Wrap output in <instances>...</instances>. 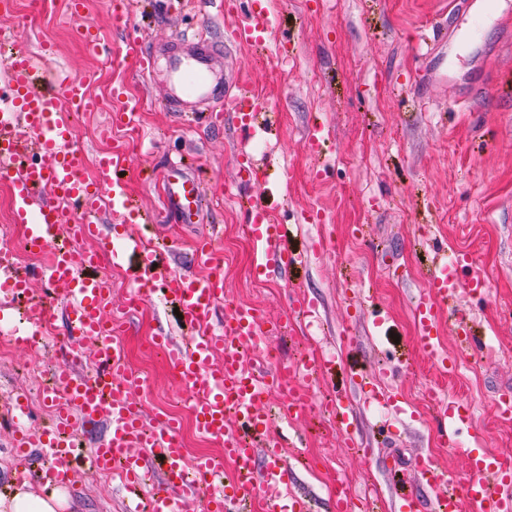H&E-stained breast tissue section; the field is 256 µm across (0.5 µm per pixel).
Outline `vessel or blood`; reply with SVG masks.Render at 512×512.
<instances>
[{"instance_id":"obj_1","label":"vessel or blood","mask_w":512,"mask_h":512,"mask_svg":"<svg viewBox=\"0 0 512 512\" xmlns=\"http://www.w3.org/2000/svg\"><path fill=\"white\" fill-rule=\"evenodd\" d=\"M262 27V13L254 12L250 20L237 26L235 39L242 46L258 43ZM74 33L96 56L111 58V44L97 39L89 26L80 24ZM162 53L167 58L168 100L173 111L197 112L208 124L218 126L223 122L224 103L229 100L236 125L242 129L251 126L259 103L242 95L228 97V78L216 65L221 50L213 40L183 34ZM6 69L9 77L0 83V180L13 187L14 221L26 225L34 249L48 254L46 266L38 273L67 302L71 342L107 340L113 332L104 308L110 288L106 279L92 275L91 270L101 262L118 260L120 253L112 247L111 231L93 223L91 213L102 194L108 192L112 195L113 213L132 217L117 177L125 156L120 148H113L111 156L101 161L97 183L88 184L80 176L84 152L74 142L68 112L60 107L65 99L78 110L91 107L85 81L39 67L26 53L12 55ZM163 190L179 223H200L204 210L200 184L183 164L168 166ZM40 192L47 199L39 210H31L30 202ZM249 218L265 248V270L287 275L304 264L303 253L282 245L287 226L275 223L262 204L252 206ZM64 230L81 240L95 239V248L53 249L54 239ZM123 251L136 260L130 276L133 299L149 297L151 283L164 280L167 293L176 299L198 332L190 347L180 345L165 332L157 336L156 344L164 349L171 373L191 390L198 430L222 443L225 459L235 466V477L223 494L212 496L206 495L202 486L186 480L187 469L210 474L216 470V462L207 456L188 460L174 419L162 417L154 427H145L134 398L141 380L129 370L125 349L117 342L112 345L111 365L97 381L77 376L71 364L60 365L58 378L67 394L56 403V424L36 439L19 433L16 448L49 449L52 462L48 473L59 478L73 470L85 454L81 444L71 439V428L107 418L109 433L92 452L96 469L117 470L124 486L137 490L149 479L148 458H156L164 465L162 485L149 497L150 512H181L184 499L202 495L208 498L209 512H241L243 504L255 498L258 491L286 488L288 463L281 452V440L270 431L267 394L276 386L287 390L288 403L281 415L288 419L298 417L310 405L303 376L331 366L332 358H317L292 371L264 364L247 366L245 350L262 346L265 322L254 308L224 307L223 259L212 239H200L193 251L194 262L207 269L201 277L176 273L161 261L159 252L147 249L133 237H125ZM462 292L485 297L488 281L469 254H458L452 260L443 254L414 300L418 346L444 373L453 370L454 365L439 344L438 324L450 301ZM220 306L225 309L224 320L217 326L213 317ZM33 307L30 327L17 337V344L30 346L37 341L48 307L43 300L34 302ZM454 326L460 339V357L481 349L482 341L465 315H458ZM435 410L448 422L438 432L446 443H453L459 430L470 425L466 408L447 397L436 399ZM233 415L239 420L235 427L229 423ZM414 467L420 483L432 492L438 494L446 488L447 478L431 457H416ZM497 467L496 459L485 456L469 462L470 478L464 493L476 504L477 512H512V474L502 473L499 486L494 488L484 479L485 473Z\"/></svg>"}]
</instances>
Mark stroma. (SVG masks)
Listing matches in <instances>:
<instances>
[{"mask_svg":"<svg viewBox=\"0 0 512 512\" xmlns=\"http://www.w3.org/2000/svg\"><path fill=\"white\" fill-rule=\"evenodd\" d=\"M18 2L6 22L17 32L14 51L49 56L90 80L99 106L73 119L86 155L111 150L106 129L121 101L138 106L132 124L140 144L129 151L124 184L150 220L126 224V231L163 253L186 256L194 232L167 215L161 178L168 161L193 165L202 194L214 203L211 221L222 230L226 300L255 306L274 324L298 296L317 304V322H288L265 344L288 367L312 350L340 362L313 381L314 409L289 422L278 415L271 421L272 431L300 437L284 454L290 487L309 496L311 512H332L331 488L339 479L356 496L352 512H397L402 486L421 493L433 512L435 496L411 465L419 453L431 455L451 488H459L473 441L467 433L456 447L437 439L434 392L472 402L485 431L482 448L503 452L512 424L497 422L494 401L512 392V0H503L499 17L486 25L476 21L469 0H260L268 18L261 48L230 49L238 82L262 105L245 133L178 119L167 105L163 68L150 77L133 59L120 55L108 63L91 55L74 38L75 21L63 0H47L33 22L28 0ZM183 2L170 0L167 15L158 18L147 0H138L135 22L144 43H164L181 30L226 34L239 22L222 0H199L191 9ZM451 25L475 30L477 40L458 41L448 61L452 78L436 84L417 52L418 38ZM315 124L323 139L313 150L306 134ZM242 151L255 172L246 183L237 176ZM253 202L269 208L278 223L297 226L291 245L307 257L297 278L256 276L265 254L247 228ZM439 245L451 257L470 253L490 284L484 302L463 294L454 304L485 345L474 370L450 377L418 349L412 306ZM174 308L160 298L126 318L123 341L131 368L144 377L135 399L148 426L165 415L189 416L186 387L162 355L142 346L161 328L189 342L195 331ZM69 352L58 309L46 340L15 347L12 360L0 362V402L38 397L39 385L24 365L51 366ZM353 370L394 390L406 407L394 414L367 392L347 391L344 403L361 445L375 444L369 455L361 445L346 447L331 413L337 389ZM45 426L30 407L16 420L0 414V494L43 472L41 449L19 453L12 439L15 431L37 434ZM68 490L72 512H129L144 502L85 463Z\"/></svg>","mask_w":512,"mask_h":512,"instance_id":"1","label":"stroma"}]
</instances>
